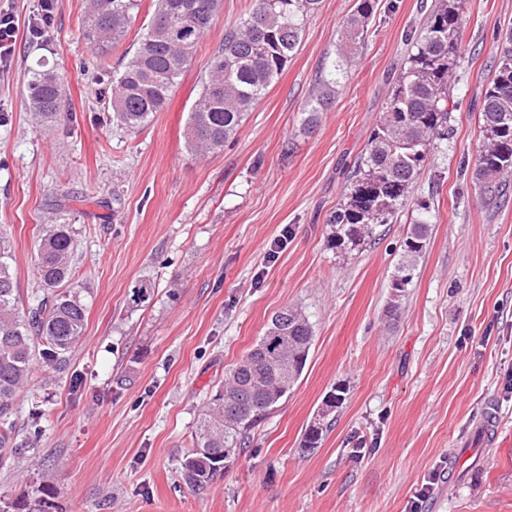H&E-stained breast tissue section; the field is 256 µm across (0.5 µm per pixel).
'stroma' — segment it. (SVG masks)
Wrapping results in <instances>:
<instances>
[{
	"mask_svg": "<svg viewBox=\"0 0 512 512\" xmlns=\"http://www.w3.org/2000/svg\"><path fill=\"white\" fill-rule=\"evenodd\" d=\"M85 2L58 0L36 40L26 27L38 0H0L20 27L0 73V234L25 304L41 226L71 225L87 306L66 366L34 365L17 431L37 452L0 467V501L37 482L54 492L53 512H409L430 479L421 512H512V178L492 198L474 174L512 0H466L448 138L393 222L351 255L332 247L328 219L432 0H375L365 48L305 133L316 76L358 3L321 0L283 74L223 150L204 156L185 148L188 112L225 28L253 0H221L164 110L131 135L113 129L104 97L154 0L104 61L81 35ZM41 63L66 92L49 128L26 91ZM420 201L434 214L429 244L392 315L391 275ZM143 276L156 292L136 308L127 287ZM287 306L314 331L301 378L223 478L188 489L180 462L204 403ZM337 386L345 394L331 430L302 450ZM491 411L493 438L482 429Z\"/></svg>",
	"mask_w": 512,
	"mask_h": 512,
	"instance_id": "obj_1",
	"label": "stroma"
}]
</instances>
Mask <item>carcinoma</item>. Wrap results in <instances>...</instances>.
I'll return each mask as SVG.
<instances>
[{
  "label": "carcinoma",
  "mask_w": 512,
  "mask_h": 512,
  "mask_svg": "<svg viewBox=\"0 0 512 512\" xmlns=\"http://www.w3.org/2000/svg\"><path fill=\"white\" fill-rule=\"evenodd\" d=\"M89 0L85 37L104 57L125 38L141 8V0ZM320 0H255L248 13L224 30L201 79V91L189 112L185 131L188 152L204 155L224 149L257 101L284 72L299 44L307 18ZM464 0H434L423 30L401 68L383 117L372 131L364 153L354 163L343 203L332 213V242L342 252L358 250L392 222L409 200L413 183L425 170L437 142L448 138L455 102L451 81L459 64ZM220 0H156L153 17L138 42L123 55L112 77L107 109L112 124L139 130L167 104L197 46L210 28ZM373 12L371 0H358L340 31L338 60L320 73L316 90L304 108L301 127L312 132L321 112L334 98L338 77L365 47ZM30 107L41 122L53 125L64 103L58 72L44 65L30 71ZM481 144L475 176L484 191L503 192L512 177V33L496 59L494 78L481 106ZM430 206L417 204V215L404 242V253L392 278L402 293L413 279L417 259L429 238ZM9 244L0 236V461L6 463L33 448L17 442L15 404L30 382L40 358L54 370L64 366L80 342L86 321L81 285L74 281L73 235L68 224L43 225L35 244L37 288L26 311L19 308V289L11 267ZM156 283L140 277L130 284L134 307L154 296ZM313 341L302 312H276L263 336L224 376L210 396L191 449L180 464L182 482L195 491L210 487L224 474V449H241L255 425L270 415L300 379ZM336 387L322 401L305 429L304 448H317L330 427L326 421L343 402ZM50 489L37 486L12 502L16 512H50Z\"/></svg>",
  "instance_id": "cac0c4a2"
}]
</instances>
